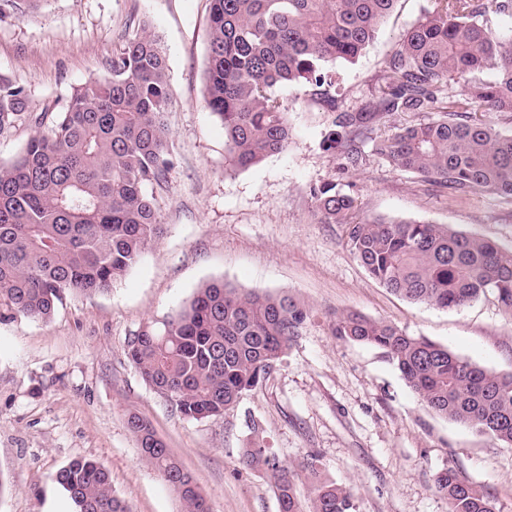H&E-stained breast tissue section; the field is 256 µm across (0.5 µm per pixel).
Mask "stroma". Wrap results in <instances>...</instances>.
<instances>
[{"label":"stroma","mask_w":512,"mask_h":512,"mask_svg":"<svg viewBox=\"0 0 512 512\" xmlns=\"http://www.w3.org/2000/svg\"><path fill=\"white\" fill-rule=\"evenodd\" d=\"M432 4L398 0L364 55L336 64L335 105L308 83L277 88L290 143L244 171L227 169L224 128L204 99L209 0H39L28 16L0 13V75L25 89L34 110L105 77L106 59L145 24L166 59L174 162L168 184L153 191L163 233L111 290L67 296L46 322L0 313V512H69L55 475L75 457L101 464L131 512H182L141 460L127 427L132 413L152 424L212 512H279L270 482L240 462L253 437L296 471L303 496L309 479L300 465L317 454L321 476L349 486L357 512H448L434 478L449 466L512 512V447L433 414L380 350L333 336L331 314L392 322L501 373L512 372V317L490 296L446 311L393 294L353 254L344 225L319 223L309 195L333 180L356 197L355 220L444 224L512 247L511 201L453 198L373 151L375 141L436 112L386 115L361 138L362 159L346 173L323 147L335 112H361L385 97L381 75L399 35ZM215 279L294 297L311 318L279 369L233 412L188 419L143 381L126 345Z\"/></svg>","instance_id":"35a3bbf8"}]
</instances>
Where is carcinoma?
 <instances>
[{
  "label": "carcinoma",
  "mask_w": 512,
  "mask_h": 512,
  "mask_svg": "<svg viewBox=\"0 0 512 512\" xmlns=\"http://www.w3.org/2000/svg\"><path fill=\"white\" fill-rule=\"evenodd\" d=\"M206 101L224 125L226 160L247 170L288 148V111L275 88L294 83L336 88L330 63H355L397 0H210ZM24 16L36 0H0ZM512 0H433L407 28L384 69L389 93L379 112H339L323 147L359 162L356 136L383 114L439 112L376 142L378 154L456 198L477 192L512 199V134L492 120L512 116ZM109 76L76 88L60 106L29 112L25 90L0 77V136L24 116L38 128L17 157L0 163V305L47 321L68 294L111 289L162 233L148 188L168 182L170 99L166 62L143 27L107 59ZM490 72L489 79L477 75ZM460 85L448 93V83ZM322 224L346 226L366 271L414 303L451 310L487 295L512 315V248L446 225L397 219L353 220L356 198L335 181L310 187ZM300 301L241 291L224 280L198 288L176 315L146 323L127 344L142 379L182 416L201 420L235 409L280 367L309 319ZM337 339L373 346L439 417L512 447V373L480 366L425 337L356 311L338 312ZM127 426L142 458L177 493L183 512H211L207 496L154 428L131 413ZM241 463L274 488L279 512H356L349 488L320 477L318 456L302 502L288 467L259 443ZM75 512H129L109 472L75 458L56 475ZM448 512H500L486 488L448 467L436 475Z\"/></svg>",
  "instance_id": "carcinoma-1"
}]
</instances>
